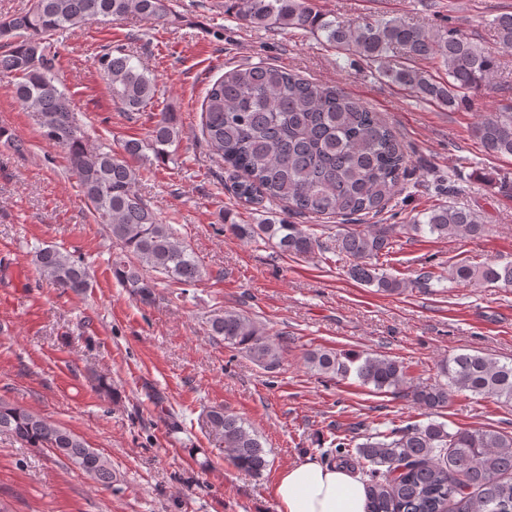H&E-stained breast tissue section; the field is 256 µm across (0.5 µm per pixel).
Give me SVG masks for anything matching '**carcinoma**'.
Wrapping results in <instances>:
<instances>
[{
    "mask_svg": "<svg viewBox=\"0 0 512 512\" xmlns=\"http://www.w3.org/2000/svg\"><path fill=\"white\" fill-rule=\"evenodd\" d=\"M239 21L269 30L296 29L330 48L369 62L400 57L383 67L392 84L414 96L451 108L461 96L495 83L501 61L459 27L435 32L393 17L353 22L329 17L313 0H229ZM172 0H33L20 13L0 17V78L13 79L16 99L36 113L42 137L64 150L69 169L97 223L106 225L115 249L112 273L144 304L155 296L157 272L169 281L193 286L201 264L176 230L138 192V173L129 159L173 157L180 141L177 114L160 112L142 138H130L120 151L93 148L71 112L70 100L56 85L51 48L71 30L99 17L136 16L165 23ZM494 41L512 50V13L490 23ZM439 60L448 80L439 81L417 66ZM112 99L129 116L155 98L154 75L133 56L103 45L95 59ZM202 134L213 154L224 160L236 181L233 191L260 207L279 204L287 212L343 220L327 238L312 224H228L239 239L271 242L280 252L307 258L330 253L348 263L360 284L388 295L427 288L435 278L422 271L405 281L386 271L380 259L392 253L393 225L368 224L403 189L408 160L393 127L358 99L310 81L283 67L258 63L225 72L207 90L202 104ZM485 152L512 156V107L472 127ZM410 228L438 238L472 239L485 230L474 212L442 205L414 218ZM33 263L40 276L63 293L83 294L93 287L89 266L55 245L38 247ZM459 283L512 287V261H461L448 271ZM208 334L220 337L263 370L280 366L285 338L269 336L252 317L235 310L213 314ZM305 360L315 374L345 380L351 376L377 392H390L427 409L448 404L452 394L469 392L512 405V362L500 363L476 351L460 353L440 365L447 383L416 382L404 362L370 354L350 356L316 348ZM208 425L224 442L231 462L259 474L268 466L260 441L238 416L214 406ZM0 433L31 448H44L92 480L117 481L110 461L71 430L32 411L0 401ZM336 457L358 467L366 480V512H512V432L459 428L430 420L394 426L365 435L349 450L335 443Z\"/></svg>",
    "mask_w": 512,
    "mask_h": 512,
    "instance_id": "carcinoma-1",
    "label": "carcinoma"
}]
</instances>
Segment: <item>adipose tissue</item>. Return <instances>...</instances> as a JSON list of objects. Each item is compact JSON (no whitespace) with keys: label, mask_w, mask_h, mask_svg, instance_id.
Wrapping results in <instances>:
<instances>
[{"label":"adipose tissue","mask_w":512,"mask_h":512,"mask_svg":"<svg viewBox=\"0 0 512 512\" xmlns=\"http://www.w3.org/2000/svg\"><path fill=\"white\" fill-rule=\"evenodd\" d=\"M273 494L278 512H365V485L343 465L295 462L282 471Z\"/></svg>","instance_id":"1"}]
</instances>
